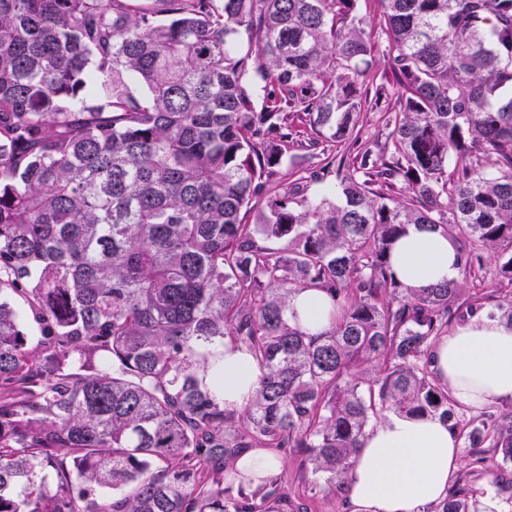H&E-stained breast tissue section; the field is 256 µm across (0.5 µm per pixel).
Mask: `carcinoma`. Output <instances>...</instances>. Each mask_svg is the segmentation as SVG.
I'll list each match as a JSON object with an SVG mask.
<instances>
[{"label":"carcinoma","instance_id":"1","mask_svg":"<svg viewBox=\"0 0 512 512\" xmlns=\"http://www.w3.org/2000/svg\"><path fill=\"white\" fill-rule=\"evenodd\" d=\"M380 2L395 156L337 203L271 175L284 109L342 145L380 102L355 0H0V512H267L285 495L231 476L244 449L307 448L334 492L371 420L452 417L432 345L479 251L512 284V0ZM412 224L463 279L395 278ZM308 289L338 310L319 332L288 319ZM486 316L512 324V293ZM226 344L262 372L241 408L206 380ZM465 430L512 463V424ZM432 512L481 510L456 486Z\"/></svg>","mask_w":512,"mask_h":512}]
</instances>
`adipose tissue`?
Masks as SVG:
<instances>
[{
  "instance_id": "ef3b65f1",
  "label": "adipose tissue",
  "mask_w": 512,
  "mask_h": 512,
  "mask_svg": "<svg viewBox=\"0 0 512 512\" xmlns=\"http://www.w3.org/2000/svg\"><path fill=\"white\" fill-rule=\"evenodd\" d=\"M396 278L411 288L449 283L459 276L456 245L443 233L409 227L391 254ZM299 324L312 332L329 322L334 305L309 289L290 305ZM432 368L456 400L473 407L512 401V325L484 316L441 336ZM260 377L245 350L224 348V403L240 407L252 398ZM459 442L436 417H389L362 440L348 480L352 512H418L448 495V480L459 464Z\"/></svg>"
}]
</instances>
